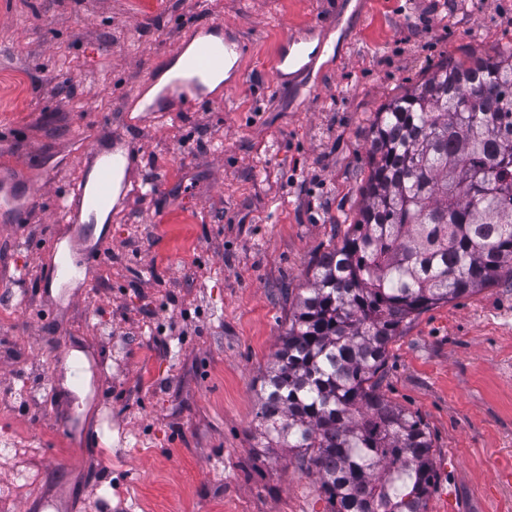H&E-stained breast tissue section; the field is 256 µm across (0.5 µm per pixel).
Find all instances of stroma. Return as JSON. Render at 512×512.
Returning <instances> with one entry per match:
<instances>
[{"mask_svg":"<svg viewBox=\"0 0 512 512\" xmlns=\"http://www.w3.org/2000/svg\"><path fill=\"white\" fill-rule=\"evenodd\" d=\"M331 15L338 24L314 69L275 89L285 36ZM204 20L249 45L243 80L199 111L136 128L142 173L161 178L160 190L89 228V245L112 252L89 288L37 291L56 199L87 177L80 147L131 90L171 68L169 52ZM511 46L512 0H0V139L54 169L26 223L0 213V284L26 300L0 319V380L16 382L12 358L25 353L37 402L25 411L0 400V432L40 438L34 463L45 474L36 495L0 512H41L58 488L80 512L132 502L135 512H329L293 450L256 436L290 298L359 208L377 112L441 62ZM88 346L105 362L100 402L141 437L100 444L109 467L81 461L58 430L64 414L90 410L68 390H43L42 360ZM381 392L431 435L428 512H500L512 495V279L415 317L388 346Z\"/></svg>","mask_w":512,"mask_h":512,"instance_id":"35a3bbf8","label":"stroma"}]
</instances>
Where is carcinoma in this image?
<instances>
[{
	"mask_svg": "<svg viewBox=\"0 0 512 512\" xmlns=\"http://www.w3.org/2000/svg\"><path fill=\"white\" fill-rule=\"evenodd\" d=\"M363 201L314 258L261 388L267 443L297 450L330 512H427L432 440L379 393L424 310L512 278V48L440 63L376 113Z\"/></svg>",
	"mask_w": 512,
	"mask_h": 512,
	"instance_id": "obj_1",
	"label": "carcinoma"
}]
</instances>
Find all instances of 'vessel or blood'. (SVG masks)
I'll return each instance as SVG.
<instances>
[{
  "label": "vessel or blood",
  "instance_id": "1",
  "mask_svg": "<svg viewBox=\"0 0 512 512\" xmlns=\"http://www.w3.org/2000/svg\"><path fill=\"white\" fill-rule=\"evenodd\" d=\"M336 26L335 18L319 21L314 29L304 30L286 36L275 61L274 81L277 88L297 78L312 68L316 56L307 47L313 32L328 33ZM203 40L198 41L193 50L177 45L173 58H186L185 73L173 77L163 86L155 98L144 101L142 95L128 98L122 107L123 112L134 110L143 112L151 122H159L166 112L167 105L176 110L191 112L204 102L202 76L223 72L229 64L239 63L249 48L239 36L224 35L222 40L207 39L208 25H201ZM129 122H121L102 129L95 140L80 157L84 169L92 173V182L76 183L62 198L61 207L65 221L69 224H88L99 211L112 203L114 195H131L142 190L154 189L155 184L137 177L141 166V156L135 139L129 134ZM46 170H34L16 160L8 152L0 153V211L11 216L13 223H24L29 202L38 191L40 180L47 178ZM50 260L40 281L41 288L52 285H67L88 274L100 256L79 242L63 243L59 234H52L47 246Z\"/></svg>",
  "mask_w": 512,
  "mask_h": 512
}]
</instances>
